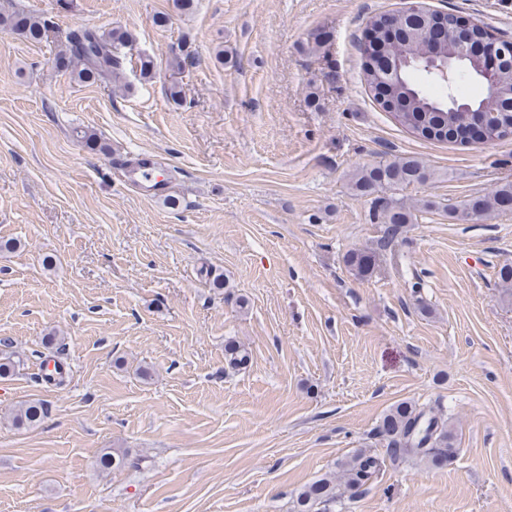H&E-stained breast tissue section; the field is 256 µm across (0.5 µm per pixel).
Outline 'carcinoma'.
<instances>
[{"mask_svg": "<svg viewBox=\"0 0 512 512\" xmlns=\"http://www.w3.org/2000/svg\"><path fill=\"white\" fill-rule=\"evenodd\" d=\"M456 16L436 10L401 11L371 18L369 33L374 41L363 44V75L374 98L386 95L380 87L388 86L392 94L405 96L415 109L422 111L421 128H414L415 115L396 113V121L415 136L429 141L462 142L461 132L466 129L467 113L448 107V104L423 89L415 86L409 77L397 80L390 74V62L404 56H417L425 52L427 31L432 25H443L453 29ZM395 30L394 39H389L390 30ZM0 31L12 32L24 38L40 42L48 36V24L40 17L24 10L0 12ZM466 39L471 45H506L507 40L498 36L482 21L472 24ZM133 41L131 32L122 28L108 31L77 29L69 32L60 45L57 58L67 61L81 83H98L120 79L121 63L115 50ZM486 94L480 99L484 103L490 131L497 138L512 136V64L509 61L487 73ZM434 176L422 161L394 155L361 168L354 175V189L361 195H372L385 190H397L410 185L425 183ZM512 207V182L504 183L493 191L475 196L459 207L448 209V216L456 221L467 222L474 217L500 213ZM378 223L387 225L386 240L377 244L375 250H353L346 254L345 263L357 275H369L376 264L377 252L387 250L390 242L404 232L411 223V206L403 199L389 196L381 198L375 213ZM44 416L43 403L29 402L19 406L12 414V422L18 427H33ZM379 433L387 442L389 456L396 461L409 454H424L437 461L448 456L452 448V432L434 416L402 402L393 406L384 415ZM103 471L137 469L139 462L131 459L128 452L112 449L103 453L97 461ZM379 466L378 460L357 454L340 465V479L349 487L359 486L368 480ZM336 499V484L333 479H321L301 492V512H312L316 505H326Z\"/></svg>", "mask_w": 512, "mask_h": 512, "instance_id": "1", "label": "carcinoma"}]
</instances>
